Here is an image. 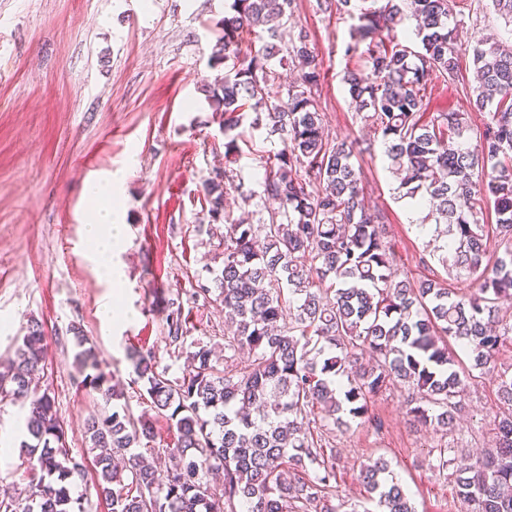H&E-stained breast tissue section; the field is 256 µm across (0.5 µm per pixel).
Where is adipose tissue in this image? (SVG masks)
I'll use <instances>...</instances> for the list:
<instances>
[{
    "label": "adipose tissue",
    "mask_w": 512,
    "mask_h": 512,
    "mask_svg": "<svg viewBox=\"0 0 512 512\" xmlns=\"http://www.w3.org/2000/svg\"><path fill=\"white\" fill-rule=\"evenodd\" d=\"M120 184L121 179L115 172L89 183L87 193L96 205L92 222L84 227L85 238L92 246L90 260L96 264L102 279L116 285L121 284L123 273L115 258L126 240L119 209L113 204Z\"/></svg>",
    "instance_id": "1"
}]
</instances>
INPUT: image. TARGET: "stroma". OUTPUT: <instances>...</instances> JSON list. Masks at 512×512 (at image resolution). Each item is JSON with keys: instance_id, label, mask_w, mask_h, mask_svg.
<instances>
[{"instance_id": "obj_1", "label": "stroma", "mask_w": 512, "mask_h": 512, "mask_svg": "<svg viewBox=\"0 0 512 512\" xmlns=\"http://www.w3.org/2000/svg\"><path fill=\"white\" fill-rule=\"evenodd\" d=\"M230 0H0V358L13 350L28 320L42 323L49 359L43 381L55 398L73 456L87 454L85 421L101 398L79 383L70 326L98 347L133 413L148 410L131 383L128 348L152 349L170 376H182L184 355L172 353L157 294L180 298L189 340L224 344L218 302H192L198 283L223 267L224 227L212 224L203 182L224 165V135L203 93L217 74L211 48ZM451 25L460 48V78L436 81L428 113H468L472 131L484 122L471 111L472 45L493 36L512 41V22L492 0H452ZM352 19L295 0L293 29H305L318 56V89L331 137L355 142V162L370 204L386 210L388 239L399 273L444 276L439 262L420 258L432 236L411 224L407 200L388 166L380 134L365 128L342 81ZM258 130L241 142L236 163L246 187L258 189L261 155L280 149ZM125 170L118 205L126 242L117 260L121 286L101 281L86 256V186ZM118 294L130 319L105 330L99 312ZM498 382L483 376L461 396L453 432L413 426L408 389L397 384L373 410L382 433L351 422L328 438L336 450V512H365L362 466L384 457L405 486L415 512H467L448 474L430 467V448L446 445L456 460L492 447Z\"/></svg>"}]
</instances>
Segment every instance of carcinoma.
Here are the masks:
<instances>
[{"label": "carcinoma", "instance_id": "1", "mask_svg": "<svg viewBox=\"0 0 512 512\" xmlns=\"http://www.w3.org/2000/svg\"><path fill=\"white\" fill-rule=\"evenodd\" d=\"M294 0H232L211 59L224 74L206 84L209 108L224 130V172L208 178L210 221L225 222L224 260L212 284L194 299L216 293L233 330L224 337V369L198 341L190 368L168 377L155 352L132 348L133 383L142 384L155 415L176 430L171 465L162 469L137 451L154 436L153 420L134 416L123 389L112 386L96 346L71 326L80 384L101 395L104 409L85 423L96 469V496L111 512H336L331 504L335 455L327 452L330 426L359 419L379 430L372 400L404 384L417 392L410 421L454 429L457 403L475 379L497 371L512 344V315L499 301L512 298V45L479 40L472 46L476 85L470 105L486 114L476 144L468 114L438 112L422 120L434 81L458 77V49L449 0H320V9L358 20L346 52L366 43L364 63L344 76L361 119L381 133L384 154L400 175L398 192L428 212L418 228H443L441 263L448 276L476 288L457 291L443 280L419 281L392 268L385 210L366 206L354 145L324 135L317 98L321 81L307 31L284 45L282 31ZM416 21L414 44L395 30ZM261 27L271 42L254 55L236 48L243 27ZM286 52L298 70L286 98L273 99L277 79L268 61ZM265 128L281 148L264 158V198L278 204L268 223L229 220L226 184L235 183L240 127ZM493 204L490 240L478 201ZM169 347L187 341L179 299H167ZM461 353L448 347V339ZM48 341L32 320L13 353L0 362V403L27 401L24 444L28 488L0 497V512H73V488L84 465L71 456L49 389L34 382L44 370ZM248 353L244 366L233 354ZM503 405L495 446L453 472L457 496L472 512H512V376L498 374ZM448 447L429 451V463L452 464ZM223 474L214 486L209 475ZM362 483L377 495L379 512H414L388 463L374 459Z\"/></svg>", "mask_w": 512, "mask_h": 512}]
</instances>
